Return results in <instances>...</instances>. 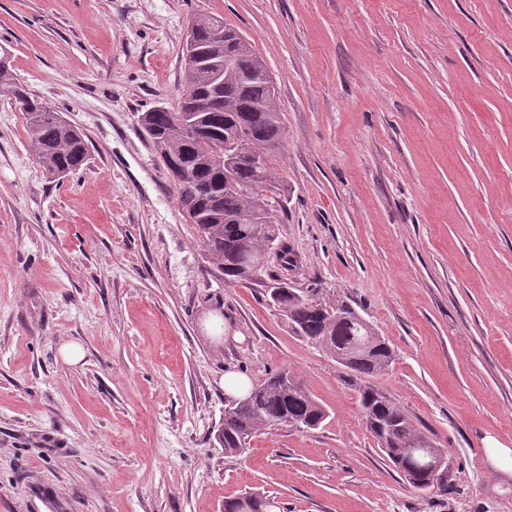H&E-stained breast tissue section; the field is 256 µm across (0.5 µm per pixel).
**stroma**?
I'll use <instances>...</instances> for the list:
<instances>
[{
    "instance_id": "1",
    "label": "stroma",
    "mask_w": 512,
    "mask_h": 512,
    "mask_svg": "<svg viewBox=\"0 0 512 512\" xmlns=\"http://www.w3.org/2000/svg\"><path fill=\"white\" fill-rule=\"evenodd\" d=\"M199 13L274 80L292 262L270 273L389 342L369 383L445 450L447 493L389 466L340 365L264 285H225L186 223L137 118L176 107ZM3 50L89 159L47 178L0 93V512H224L253 491L279 512H512L487 451L512 449V0H0ZM282 369L328 419L225 454V373Z\"/></svg>"
}]
</instances>
